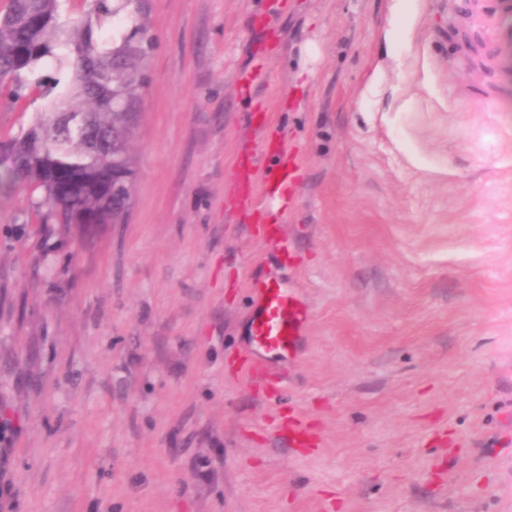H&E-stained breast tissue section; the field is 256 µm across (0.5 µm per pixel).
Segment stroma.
Here are the masks:
<instances>
[{"label": "stroma", "mask_w": 512, "mask_h": 512, "mask_svg": "<svg viewBox=\"0 0 512 512\" xmlns=\"http://www.w3.org/2000/svg\"><path fill=\"white\" fill-rule=\"evenodd\" d=\"M136 7L126 221L43 224L40 191L0 189L13 512H512V47L479 19L512 0ZM43 108L0 97V138ZM258 155L294 180L244 211ZM267 280L308 325L247 377Z\"/></svg>", "instance_id": "1"}]
</instances>
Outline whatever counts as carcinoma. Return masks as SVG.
I'll return each instance as SVG.
<instances>
[{
    "mask_svg": "<svg viewBox=\"0 0 512 512\" xmlns=\"http://www.w3.org/2000/svg\"><path fill=\"white\" fill-rule=\"evenodd\" d=\"M134 0H95L96 18L131 22L120 43L98 38L93 18L59 22L61 0H8L0 10V88L17 101H46L18 135L0 139V184L42 192L37 209L56 224H120L132 197L112 201V168L135 171L140 66L151 48L126 14ZM53 60L56 77L40 75Z\"/></svg>",
    "mask_w": 512,
    "mask_h": 512,
    "instance_id": "1",
    "label": "carcinoma"
}]
</instances>
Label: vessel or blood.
Here are the masks:
<instances>
[{"label":"vessel or blood","mask_w":512,"mask_h":512,"mask_svg":"<svg viewBox=\"0 0 512 512\" xmlns=\"http://www.w3.org/2000/svg\"><path fill=\"white\" fill-rule=\"evenodd\" d=\"M240 186L239 199L243 206H254L258 198L275 200L288 192V172L280 169L270 172L263 180L261 192H254L251 169L237 174ZM254 315L252 323V350L241 358V368L247 376L259 374L260 364L255 351L270 352L279 360L295 359L296 349L307 322V311L297 297L280 284L268 281L255 283L253 287Z\"/></svg>","instance_id":"obj_1"}]
</instances>
